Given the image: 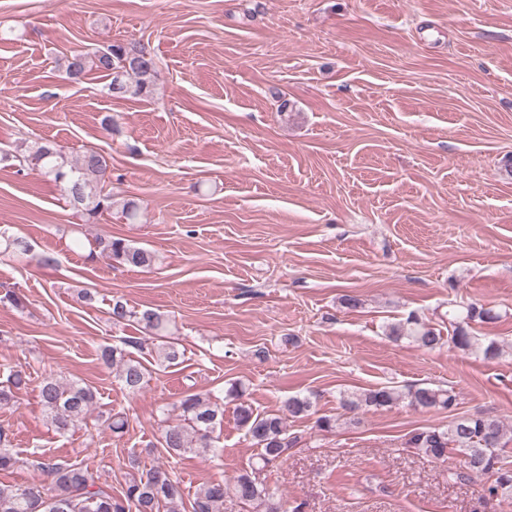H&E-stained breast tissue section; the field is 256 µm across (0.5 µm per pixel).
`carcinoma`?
Wrapping results in <instances>:
<instances>
[{"label":"carcinoma","instance_id":"1","mask_svg":"<svg viewBox=\"0 0 512 512\" xmlns=\"http://www.w3.org/2000/svg\"><path fill=\"white\" fill-rule=\"evenodd\" d=\"M64 67L71 80H80L93 70L102 73L110 79L108 91L117 98L148 97L153 93L156 62L143 48L117 43L93 53L75 52L66 57ZM24 164L33 166L58 184L65 199L82 209L88 222L112 212L116 205L112 193L104 191L102 185L109 169L108 160L95 150H88L70 162L52 145L40 144L19 160V165ZM30 252L28 241L0 227L1 256L23 257ZM91 254L139 268H151L157 260L154 252L108 234L95 237ZM110 315L116 322L133 319L148 332H160L167 325V317L160 311L132 312L119 300L112 303ZM475 318L490 322L499 315L491 308L475 304L454 311L450 341L462 350L493 358L499 352L497 344L481 343L467 330L468 322ZM388 336L395 341L406 339L428 350L443 343L437 329L415 315L403 323L390 325ZM100 359L118 367V378L127 391H139L145 378V368L140 361L114 346L101 347ZM28 383L25 372L9 370L6 380L0 382V407L13 404L16 394ZM39 397L51 425L61 435L87 425L96 404V392L89 385L54 378L43 380ZM404 400L415 408L438 407L451 411L457 405L453 390L420 386L410 387L405 392L388 386L356 392L342 396L341 405L354 411L363 406L384 407ZM311 407L310 398L306 396H291L285 402V409L293 418L307 415ZM179 409L178 421L164 428V447L178 455L212 447L214 429L223 421L224 403L209 395L190 393L180 400ZM236 417L245 435L259 449L258 459L265 467L282 462L297 443V437L288 435L285 418L278 413H257L251 405L242 402L236 407ZM503 438V425L498 419L479 415L456 418L445 426L421 428L409 436L406 447L436 460L446 459L450 451L462 453L466 458L465 466L450 472V476L465 480L474 474L487 475L490 482L485 495L503 497L512 495V464L503 456ZM19 463L10 433L1 427L0 472H10ZM36 467L52 478V486L46 489L34 482L26 486L0 484V512H161L163 508L167 512H178V503L183 497L179 483L162 464L132 474L121 494L116 496L97 486L88 470L76 464L41 458L36 461ZM229 493L252 507L254 512H283L277 491L257 484L247 473L238 475L231 483L202 485L195 493L192 512H219Z\"/></svg>","mask_w":512,"mask_h":512}]
</instances>
